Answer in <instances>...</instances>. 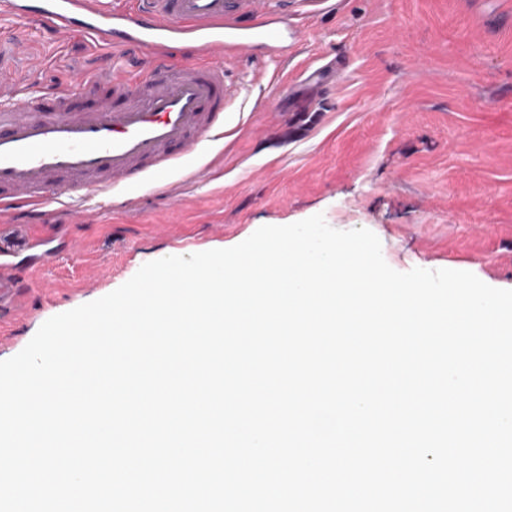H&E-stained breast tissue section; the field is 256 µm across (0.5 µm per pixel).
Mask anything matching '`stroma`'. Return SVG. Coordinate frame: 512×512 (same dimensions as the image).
<instances>
[{
  "instance_id": "1",
  "label": "stroma",
  "mask_w": 512,
  "mask_h": 512,
  "mask_svg": "<svg viewBox=\"0 0 512 512\" xmlns=\"http://www.w3.org/2000/svg\"><path fill=\"white\" fill-rule=\"evenodd\" d=\"M288 59L233 58L208 178L118 189L90 220L57 205L0 210V246L63 230L77 251L21 273L24 310H0V360L49 318L97 300L142 265L233 247L260 226L323 214L366 228L394 270L468 271L512 290V0H277ZM21 60L0 84L52 86L98 59L84 39L13 25Z\"/></svg>"
}]
</instances>
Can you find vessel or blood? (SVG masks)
Instances as JSON below:
<instances>
[{"label": "vessel or blood", "instance_id": "1", "mask_svg": "<svg viewBox=\"0 0 512 512\" xmlns=\"http://www.w3.org/2000/svg\"><path fill=\"white\" fill-rule=\"evenodd\" d=\"M0 15L84 37L109 67L68 85L0 90V203L38 210L164 175L224 137L229 53L284 50L286 16L269 0H0ZM108 89L91 109L80 97ZM58 109H44L45 99Z\"/></svg>", "mask_w": 512, "mask_h": 512}]
</instances>
